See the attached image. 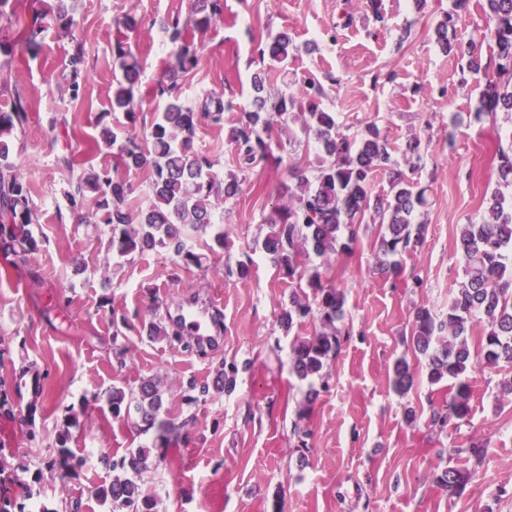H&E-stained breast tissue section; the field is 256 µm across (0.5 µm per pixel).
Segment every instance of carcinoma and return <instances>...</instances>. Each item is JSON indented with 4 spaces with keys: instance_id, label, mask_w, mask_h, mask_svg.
Here are the masks:
<instances>
[{
    "instance_id": "obj_1",
    "label": "carcinoma",
    "mask_w": 512,
    "mask_h": 512,
    "mask_svg": "<svg viewBox=\"0 0 512 512\" xmlns=\"http://www.w3.org/2000/svg\"><path fill=\"white\" fill-rule=\"evenodd\" d=\"M43 6L31 20L16 14L12 0H0V54L14 55L20 47L29 54L37 52L42 35L54 28L75 43L69 59L68 91L77 97L83 82L84 46L75 35L77 22L68 0H41ZM472 0H452L451 9L436 27L440 49L459 53L467 71L485 80L476 117L512 113V0H483L481 8L486 18L485 38L492 50L490 61L483 62L481 49L470 42L462 48L456 34L457 19L470 11ZM224 0H194L191 26L206 28L220 19ZM172 49L168 56L165 76L155 92L167 103L156 113L146 143L135 133L138 113L133 86L140 76V63L129 42L117 41L113 57L122 71V79L113 86L112 111L121 112L129 128L122 142L105 128L101 142L118 145L123 166L131 171L147 170L150 174L151 203L141 212L139 223L129 222L126 201L132 186L122 179L112 178L106 168L90 170L67 192L69 210L78 222L86 193L99 199L102 223L112 234V248L120 256L143 254L157 248L172 249L178 261L200 266L201 256L188 248L184 240L189 230L215 227L214 211L219 195L229 199L237 195L235 181L222 184L214 172L212 158L195 146L198 126L206 121L224 125V99L213 94L194 109L182 104L176 77L198 67L201 53L189 39L187 26L176 21L169 37ZM260 60L269 65H286L293 57V40L286 32L276 34L271 41L257 47ZM323 90L313 80L288 94H270L265 90V78L254 74L251 110L245 120L231 130L229 140L237 154L239 167L250 169L271 153L272 115H290L301 132L313 137L331 161L321 164L308 177L293 169L300 192L268 216L271 231L263 241L264 251L283 268L288 276L298 271L302 254L313 252L330 258L340 249L343 236L353 239L354 225L360 224L366 213L373 212L385 224L379 250L384 259L377 271L385 276H398L399 264L393 257L421 241L423 225L415 223L416 215L428 204L427 189L412 182L399 169L387 138L380 130L368 128L360 142L349 141L338 134L336 113L321 107ZM30 103L18 96L9 109L0 110V248L21 261L39 249L33 235V213L30 208V184L12 158L11 136L29 119ZM498 175L512 186V145L497 154ZM390 170V192L387 197L372 196L371 178L379 170ZM456 251L463 262V280L448 301V311L436 317L429 308L416 310L413 323V346L426 359L429 382H451L450 393L439 407L433 409L431 423L445 428L451 421L465 419L470 412L472 386L470 372L474 365L497 368L512 363V196L495 191L486 199L485 210L477 221L458 227ZM307 286L313 291L314 304L292 300L280 315L282 326L290 329L307 320H316L321 329L311 336L296 339L291 347L290 373L301 381L323 377L327 361L336 356L341 346V331L336 326L344 312L345 295L322 283L318 274L309 276ZM485 316L489 327L480 337V360L472 356L469 337L474 315ZM148 335L171 338L183 347H194L192 337L178 331H168L158 323H150ZM238 368L231 365L219 370L213 388L204 387L200 396L189 397L195 403L210 391L230 393L235 390ZM413 385L409 362L402 358L393 369V388L401 396ZM109 404L114 418H136V427L146 433L155 432L156 441L169 447L176 426L165 416L164 393L156 378L141 380L137 392L112 388ZM77 426L74 417H66L58 434L57 455L47 461L50 469L69 472L83 466L82 460L66 447L70 428ZM149 451L143 447L129 451L124 457L104 464L115 472L112 479L100 485L96 495L111 502L115 512H154L155 502L145 493L137 475L148 468ZM467 476L456 468L444 469L433 475V483L453 495L460 494Z\"/></svg>"
}]
</instances>
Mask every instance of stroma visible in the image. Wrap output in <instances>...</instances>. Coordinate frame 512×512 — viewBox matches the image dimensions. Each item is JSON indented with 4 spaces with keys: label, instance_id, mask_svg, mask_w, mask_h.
<instances>
[{
    "label": "stroma",
    "instance_id": "stroma-1",
    "mask_svg": "<svg viewBox=\"0 0 512 512\" xmlns=\"http://www.w3.org/2000/svg\"><path fill=\"white\" fill-rule=\"evenodd\" d=\"M379 2L375 13L367 0H224L223 19L194 32L202 59L179 78L180 96L195 107L208 94L223 96V125L201 124L195 141L221 178L240 183L234 198L217 204L223 248L211 250L207 232L188 237L204 256L198 267L178 265L165 248L113 255L97 197H85L81 224L66 197L89 168H109L131 183L127 209L138 223L149 203L147 172L126 171L117 150L96 145L101 126L119 130L124 121L112 109V86L121 77L112 47L128 38L139 58L137 130L148 132L164 106L149 90L166 69L165 28L173 18L188 20L193 0H76L86 71L77 98L64 91L71 44L57 31L45 33L36 55L0 65V109L18 96L32 104L12 147L30 182L31 230L40 242L24 262L0 250V394L11 408L0 412V475L10 512H112L94 494L112 478L101 460L141 445L151 450L141 482L157 498L156 512H512V395L501 390L512 365L472 371L468 417L439 431L430 415L449 385L430 384L411 347L416 309L447 312L463 278L457 227L478 218L499 189L494 156L512 143V117H475L481 80L436 44L434 28L450 0ZM128 17L135 22L130 31L123 27ZM280 31L293 39V59L282 68L260 66L257 45ZM260 71L270 89L320 83L340 135L357 139L374 124L395 151L414 139L424 153L412 179L430 189L419 217L426 229L401 256L398 278L376 271L383 226L369 214L348 249L327 262L302 261V270H318L346 298L341 347L314 392L289 372L294 337L312 335L314 327L288 334L279 322L300 281L273 263L263 240L266 217L297 190L290 165L310 174L325 155L298 132L273 139L267 163L240 171L228 135ZM71 148L78 161L69 170L58 159ZM243 260L250 266L244 278L237 273ZM189 305L223 314L213 344L187 350L144 335V324L168 323ZM401 357L414 372L403 397L391 386ZM225 364L238 367L235 390L187 404L188 383L212 385ZM24 368L41 376L43 396L20 387ZM152 376L179 428L178 441L165 449L154 447L152 434L113 418L106 404L112 386L134 389ZM70 415L79 425L68 446L85 464L76 473L47 469ZM29 416L31 429L24 424ZM474 441L485 446L478 463L465 453ZM448 467L468 472L462 495L433 484V473Z\"/></svg>",
    "mask_w": 512,
    "mask_h": 512
}]
</instances>
